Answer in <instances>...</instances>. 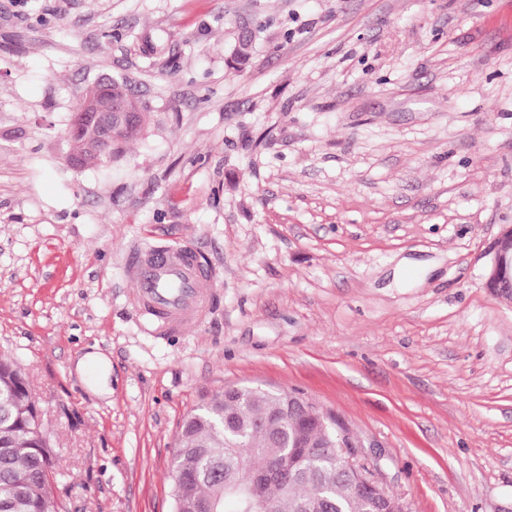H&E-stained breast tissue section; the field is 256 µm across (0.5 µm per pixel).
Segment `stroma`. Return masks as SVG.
<instances>
[{
    "label": "stroma",
    "mask_w": 512,
    "mask_h": 512,
    "mask_svg": "<svg viewBox=\"0 0 512 512\" xmlns=\"http://www.w3.org/2000/svg\"><path fill=\"white\" fill-rule=\"evenodd\" d=\"M112 76L151 121L71 168ZM506 225L512 0H0V355L60 512H173L178 426L229 385L343 421L408 512H512V303L483 286ZM158 246L214 288L162 337L124 272Z\"/></svg>",
    "instance_id": "1"
}]
</instances>
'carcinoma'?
<instances>
[{
    "label": "carcinoma",
    "instance_id": "1",
    "mask_svg": "<svg viewBox=\"0 0 512 512\" xmlns=\"http://www.w3.org/2000/svg\"><path fill=\"white\" fill-rule=\"evenodd\" d=\"M112 98L134 100L124 79H112ZM288 403V393L241 386L236 394L214 395L188 414L179 429L172 468L177 480L173 500L196 503L207 512L210 501L231 505L230 512H255L242 489L250 473L259 472L283 453L296 429L303 428L319 455L308 460L284 490L274 484L264 489L269 512H322L319 492L335 505L334 512H368L366 499L354 479L340 472L336 458L337 431L328 423L304 425L276 419ZM0 512H58L52 475L56 461L52 447L35 431L39 408L28 389L23 369L0 356ZM224 465V476L239 484L225 489L210 478L208 470Z\"/></svg>",
    "mask_w": 512,
    "mask_h": 512
}]
</instances>
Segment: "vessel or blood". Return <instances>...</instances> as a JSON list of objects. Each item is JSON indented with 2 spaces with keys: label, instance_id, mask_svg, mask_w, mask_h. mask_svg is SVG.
Masks as SVG:
<instances>
[{
  "label": "vessel or blood",
  "instance_id": "b4317fda",
  "mask_svg": "<svg viewBox=\"0 0 512 512\" xmlns=\"http://www.w3.org/2000/svg\"><path fill=\"white\" fill-rule=\"evenodd\" d=\"M134 301L157 332H182L200 321L211 275L195 252L156 247L133 252L126 264Z\"/></svg>",
  "mask_w": 512,
  "mask_h": 512
}]
</instances>
